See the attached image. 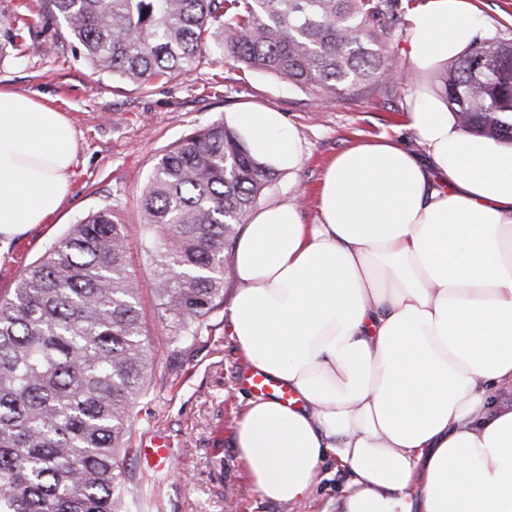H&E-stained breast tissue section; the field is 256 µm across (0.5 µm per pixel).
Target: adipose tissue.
<instances>
[{
	"instance_id": "adipose-tissue-1",
	"label": "adipose tissue",
	"mask_w": 512,
	"mask_h": 512,
	"mask_svg": "<svg viewBox=\"0 0 512 512\" xmlns=\"http://www.w3.org/2000/svg\"><path fill=\"white\" fill-rule=\"evenodd\" d=\"M470 0H427L405 52L455 58ZM423 154L381 137L338 153L319 221L254 210L233 253L230 329L248 368L297 402L248 397L235 443L263 500L308 497L325 459L350 477L342 512H512V145L465 132L425 89L408 99ZM282 113L237 131L269 166L301 163ZM69 118L0 88V244L44 223L74 175Z\"/></svg>"
}]
</instances>
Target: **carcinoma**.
Listing matches in <instances>:
<instances>
[{
	"label": "carcinoma",
	"instance_id": "carcinoma-1",
	"mask_svg": "<svg viewBox=\"0 0 512 512\" xmlns=\"http://www.w3.org/2000/svg\"><path fill=\"white\" fill-rule=\"evenodd\" d=\"M417 0H41L100 71L145 85L214 51L316 96L393 89L386 36ZM460 126L512 143V39L476 38L437 72ZM277 172L214 122L165 150L133 227L99 210L76 224L0 299V512H136L123 466L132 406L154 363L129 263L152 240L155 297L180 345L211 338L241 226Z\"/></svg>",
	"mask_w": 512,
	"mask_h": 512
}]
</instances>
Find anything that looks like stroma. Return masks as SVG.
Here are the masks:
<instances>
[{
	"instance_id": "35a3bbf8",
	"label": "stroma",
	"mask_w": 512,
	"mask_h": 512,
	"mask_svg": "<svg viewBox=\"0 0 512 512\" xmlns=\"http://www.w3.org/2000/svg\"><path fill=\"white\" fill-rule=\"evenodd\" d=\"M482 34L512 37V0H472ZM40 0H0V34L26 26L22 40L0 51V87L33 93L71 119L76 165L70 192L47 223L17 236L0 250V297L19 274L63 237L73 224L100 209L123 223L141 221L140 195L157 157L189 133L216 121L236 125L241 113L273 109L297 140L302 163L278 174L262 203L291 202L306 223H316V197L328 161L358 141L386 135L414 145L407 100L411 88H368L340 99L317 100L280 78L241 74L236 63L204 58L182 78L140 85L98 71L67 33L64 23L45 25ZM131 267L141 288L142 314L154 346L148 391L133 405V439L165 433L173 450L165 467L145 475L137 453L124 468L143 490L141 512H338L348 475L335 462L320 469L313 492L289 504L253 492L235 448L234 431L247 390L245 363L229 332L234 278L224 281V304L215 336L182 346L178 377L168 370L167 331L155 306L154 272L141 240Z\"/></svg>"
}]
</instances>
